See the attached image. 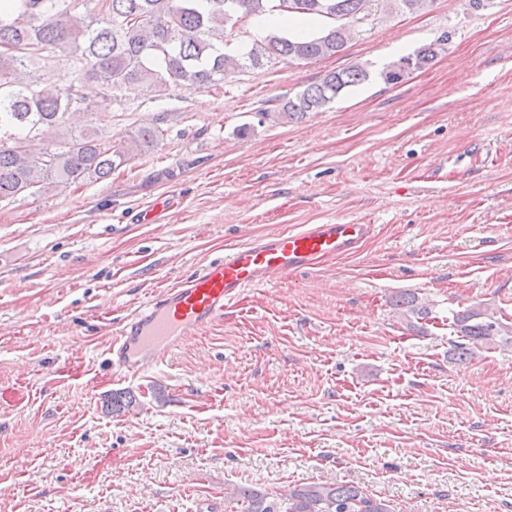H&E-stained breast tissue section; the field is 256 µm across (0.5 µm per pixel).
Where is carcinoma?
<instances>
[{
    "label": "carcinoma",
    "instance_id": "1",
    "mask_svg": "<svg viewBox=\"0 0 512 512\" xmlns=\"http://www.w3.org/2000/svg\"><path fill=\"white\" fill-rule=\"evenodd\" d=\"M0 0V201L23 193L49 192L85 178L103 179L132 158L151 152L164 130L143 126L115 145L104 126L91 122L68 128L70 115L106 112L112 92L147 86L161 94L170 87L219 84L247 67L278 59L313 62L342 52L353 26L365 19L369 0ZM317 17L322 33L298 41L270 35L244 53L224 52L227 25L266 11ZM437 42L405 57L414 69L434 60ZM64 57L72 69L65 87L42 81L37 69ZM370 77L362 64L332 71L295 97L259 113L260 122L285 124L332 103L343 91ZM100 87L96 104L81 93L82 80ZM47 141L38 153L28 136ZM407 319H423L428 306L416 296L395 301ZM459 341L454 354L464 362L473 348L512 344V321L487 307L452 314ZM244 512H393L386 501L354 485L310 483L288 491L284 500L243 487L236 490Z\"/></svg>",
    "mask_w": 512,
    "mask_h": 512
}]
</instances>
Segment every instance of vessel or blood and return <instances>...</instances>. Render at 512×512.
I'll use <instances>...</instances> for the list:
<instances>
[{
    "mask_svg": "<svg viewBox=\"0 0 512 512\" xmlns=\"http://www.w3.org/2000/svg\"><path fill=\"white\" fill-rule=\"evenodd\" d=\"M374 234L371 224H305L229 249L131 312L109 349L113 369L130 377L145 373L187 336L222 318L246 289L287 278L321 258L354 253Z\"/></svg>",
    "mask_w": 512,
    "mask_h": 512,
    "instance_id": "b4317fda",
    "label": "vessel or blood"
}]
</instances>
